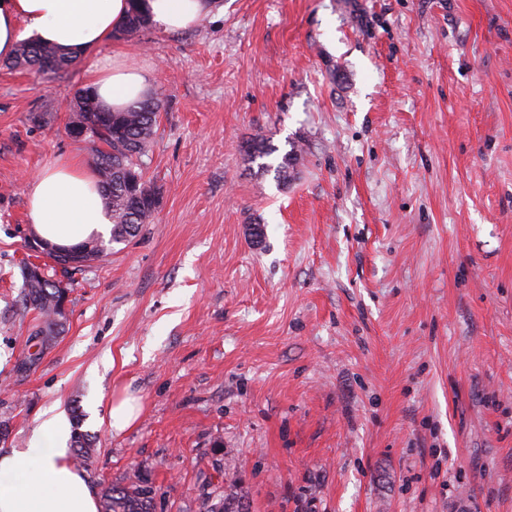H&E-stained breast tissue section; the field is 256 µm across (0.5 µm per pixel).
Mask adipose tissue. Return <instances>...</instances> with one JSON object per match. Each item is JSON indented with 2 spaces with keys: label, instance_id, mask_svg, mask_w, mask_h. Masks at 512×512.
<instances>
[{
  "label": "adipose tissue",
  "instance_id": "1",
  "mask_svg": "<svg viewBox=\"0 0 512 512\" xmlns=\"http://www.w3.org/2000/svg\"><path fill=\"white\" fill-rule=\"evenodd\" d=\"M129 8V0H0V59H10L28 37L78 58L89 56ZM216 8L217 0H146L152 21L167 32L198 25ZM89 85L99 104L113 112L151 93L140 69L118 61L98 67ZM27 215L38 238L60 247L108 235L112 227L95 168L77 154L30 179ZM67 439L65 421L56 415L43 423L29 448L0 453V512H99L83 472L67 460Z\"/></svg>",
  "mask_w": 512,
  "mask_h": 512
}]
</instances>
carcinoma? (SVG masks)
<instances>
[{
    "label": "carcinoma",
    "mask_w": 512,
    "mask_h": 512,
    "mask_svg": "<svg viewBox=\"0 0 512 512\" xmlns=\"http://www.w3.org/2000/svg\"><path fill=\"white\" fill-rule=\"evenodd\" d=\"M130 2L126 20L119 28L126 35L139 34L150 25L142 0ZM73 62L71 56L53 45L24 39L5 65L54 78ZM73 109L85 127V140L94 147L100 194L112 216L111 241L124 242L134 237L142 225L150 223L157 203L156 190L144 179L142 165L155 136L160 104L144 100L132 103L122 112H106L85 88L77 92ZM36 269L38 266L33 264L22 268L24 290L19 304L25 310L38 313L41 323L34 335L42 337V342L46 343L64 330V324L55 321L54 316L65 289L36 273ZM74 447L76 461L87 465L93 452L88 435L75 432ZM154 499L152 482L137 473L128 485L104 489L102 512H152Z\"/></svg>",
    "instance_id": "carcinoma-1"
}]
</instances>
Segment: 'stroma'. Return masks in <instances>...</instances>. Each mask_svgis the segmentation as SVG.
I'll use <instances>...</instances> for the list:
<instances>
[{
	"instance_id": "obj_1",
	"label": "stroma",
	"mask_w": 512,
	"mask_h": 512,
	"mask_svg": "<svg viewBox=\"0 0 512 512\" xmlns=\"http://www.w3.org/2000/svg\"><path fill=\"white\" fill-rule=\"evenodd\" d=\"M220 2L52 81L0 65V450L61 413L89 486L149 475L154 512L231 482L244 512H512V0ZM115 57L161 103L158 203L93 266L36 258L68 314L24 370L27 182L93 159L72 102ZM136 399L124 397L112 402L109 410V422L112 431L120 433L125 431L138 417Z\"/></svg>"
}]
</instances>
